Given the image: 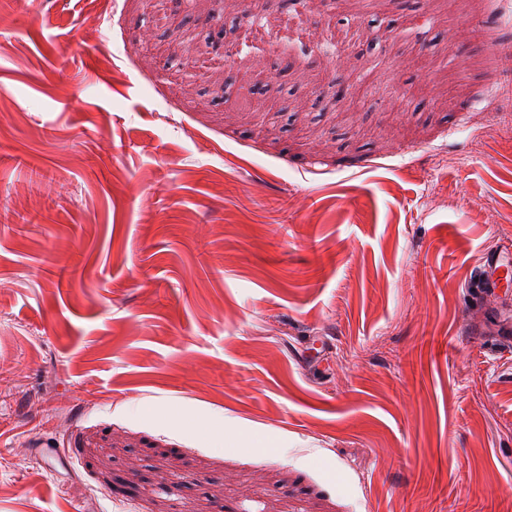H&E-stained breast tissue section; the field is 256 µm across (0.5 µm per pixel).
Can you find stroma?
Listing matches in <instances>:
<instances>
[{
  "label": "stroma",
  "instance_id": "stroma-1",
  "mask_svg": "<svg viewBox=\"0 0 512 512\" xmlns=\"http://www.w3.org/2000/svg\"><path fill=\"white\" fill-rule=\"evenodd\" d=\"M0 15V512H503L512 0Z\"/></svg>",
  "mask_w": 512,
  "mask_h": 512
}]
</instances>
